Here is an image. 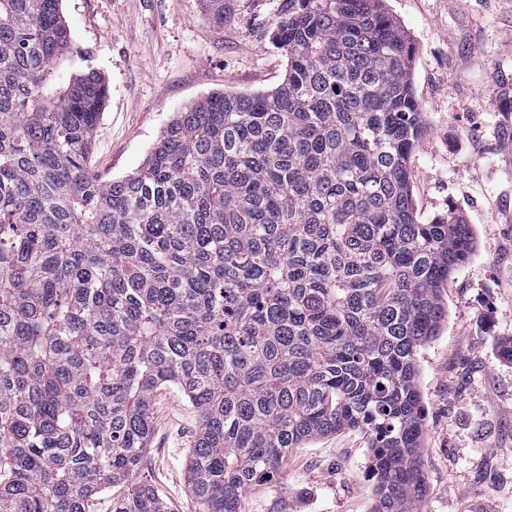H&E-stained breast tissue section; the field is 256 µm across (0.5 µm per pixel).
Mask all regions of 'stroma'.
I'll use <instances>...</instances> for the list:
<instances>
[{"instance_id":"35a3bbf8","label":"stroma","mask_w":512,"mask_h":512,"mask_svg":"<svg viewBox=\"0 0 512 512\" xmlns=\"http://www.w3.org/2000/svg\"><path fill=\"white\" fill-rule=\"evenodd\" d=\"M285 0H61L71 42L109 93L90 154L105 181L145 161L177 112L216 92L253 94L283 80L270 33ZM417 47L413 83L427 132L410 162L421 221L456 209L477 246L441 290L447 317L419 354L427 494L421 512H512V0H386ZM140 479L168 512H202L187 489L197 412L174 387L153 401ZM363 433L292 449L241 512H371Z\"/></svg>"}]
</instances>
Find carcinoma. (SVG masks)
I'll return each mask as SVG.
<instances>
[{"label":"carcinoma","mask_w":512,"mask_h":512,"mask_svg":"<svg viewBox=\"0 0 512 512\" xmlns=\"http://www.w3.org/2000/svg\"><path fill=\"white\" fill-rule=\"evenodd\" d=\"M60 2L0 0V512L115 484L112 512H161L130 478L170 385L203 512L342 429L368 439L372 512H419L418 355L476 239L415 211L416 46L385 0H286L283 81L194 103L111 181L89 161L106 85Z\"/></svg>","instance_id":"cac0c4a2"}]
</instances>
